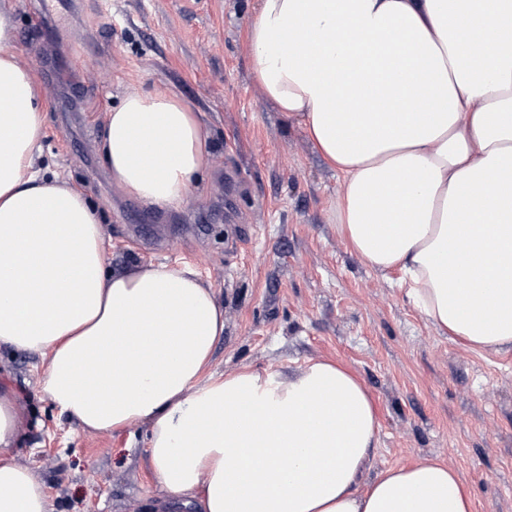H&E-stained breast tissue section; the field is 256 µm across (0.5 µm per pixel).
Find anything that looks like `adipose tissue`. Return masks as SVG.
<instances>
[{
	"instance_id": "ef3b65f1",
	"label": "adipose tissue",
	"mask_w": 512,
	"mask_h": 512,
	"mask_svg": "<svg viewBox=\"0 0 512 512\" xmlns=\"http://www.w3.org/2000/svg\"><path fill=\"white\" fill-rule=\"evenodd\" d=\"M305 49H298V37ZM267 100L343 176L338 231L399 270L440 334L512 348V0H256L246 31ZM45 105L0 12V346L47 360L42 390L83 427L144 424L151 512H474L448 462L362 476L374 398L343 362L204 379L224 309L188 267L106 272L98 212L37 165ZM113 182L186 205L211 163L180 97L128 91L104 117ZM23 415L0 388V512H53L15 460Z\"/></svg>"
}]
</instances>
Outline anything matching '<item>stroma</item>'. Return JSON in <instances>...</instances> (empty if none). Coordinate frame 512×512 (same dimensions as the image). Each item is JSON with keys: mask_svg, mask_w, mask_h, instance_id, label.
I'll use <instances>...</instances> for the list:
<instances>
[{"mask_svg": "<svg viewBox=\"0 0 512 512\" xmlns=\"http://www.w3.org/2000/svg\"><path fill=\"white\" fill-rule=\"evenodd\" d=\"M2 5L47 100L42 166L99 211L106 269L188 266L223 306L210 375L340 360L376 402L372 472L447 461L475 512H512V349L476 352L437 335L396 274L372 270L340 237L342 176L252 76L255 0H80L71 13L57 0ZM134 88L180 96L212 153L188 205L141 207L140 223L102 157L104 114ZM45 368L41 356L0 347V385L25 415L17 461L48 487L54 512H147L165 495L145 454L147 425L83 428L42 392Z\"/></svg>", "mask_w": 512, "mask_h": 512, "instance_id": "1", "label": "stroma"}]
</instances>
